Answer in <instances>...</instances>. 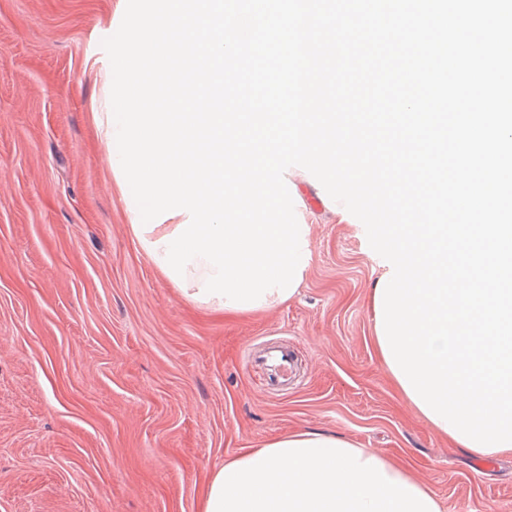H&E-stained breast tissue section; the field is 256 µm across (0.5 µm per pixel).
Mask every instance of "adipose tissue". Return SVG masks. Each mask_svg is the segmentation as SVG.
<instances>
[{"label":"adipose tissue","mask_w":512,"mask_h":512,"mask_svg":"<svg viewBox=\"0 0 512 512\" xmlns=\"http://www.w3.org/2000/svg\"><path fill=\"white\" fill-rule=\"evenodd\" d=\"M203 512H442L436 495L376 451L306 430L250 448L212 473Z\"/></svg>","instance_id":"adipose-tissue-1"}]
</instances>
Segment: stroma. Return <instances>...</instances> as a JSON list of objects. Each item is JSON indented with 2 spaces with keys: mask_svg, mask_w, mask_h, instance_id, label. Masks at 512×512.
<instances>
[{
  "mask_svg": "<svg viewBox=\"0 0 512 512\" xmlns=\"http://www.w3.org/2000/svg\"><path fill=\"white\" fill-rule=\"evenodd\" d=\"M118 0H0V512H201L213 471L308 428L406 467L443 512H512V453L452 446L375 341L378 260L318 180L312 258L266 313L185 300L145 257L95 113ZM287 345L293 382L251 367Z\"/></svg>",
  "mask_w": 512,
  "mask_h": 512,
  "instance_id": "35a3bbf8",
  "label": "stroma"
}]
</instances>
